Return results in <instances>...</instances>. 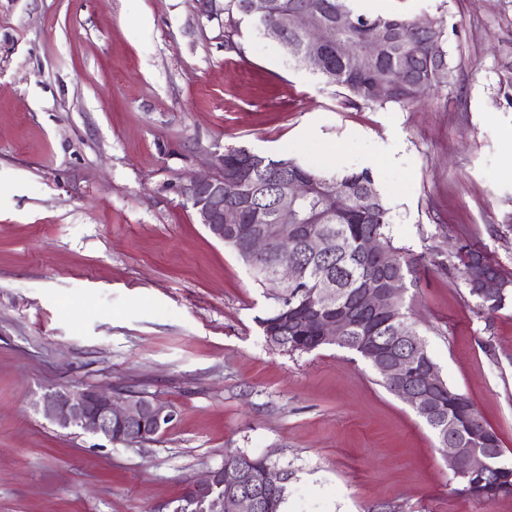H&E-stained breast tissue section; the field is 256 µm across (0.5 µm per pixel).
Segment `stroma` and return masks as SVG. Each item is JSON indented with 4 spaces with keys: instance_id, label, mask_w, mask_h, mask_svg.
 <instances>
[{
    "instance_id": "obj_1",
    "label": "stroma",
    "mask_w": 512,
    "mask_h": 512,
    "mask_svg": "<svg viewBox=\"0 0 512 512\" xmlns=\"http://www.w3.org/2000/svg\"><path fill=\"white\" fill-rule=\"evenodd\" d=\"M443 21L454 68L415 105L353 107L282 45L196 0H0V512H166L227 452L287 468L285 512H512L461 495L427 424L352 352L290 353L271 302L180 193L245 147L370 170L443 378L512 462V305L487 313L454 256L512 273V0H374ZM176 414L125 446L50 423V389Z\"/></svg>"
}]
</instances>
